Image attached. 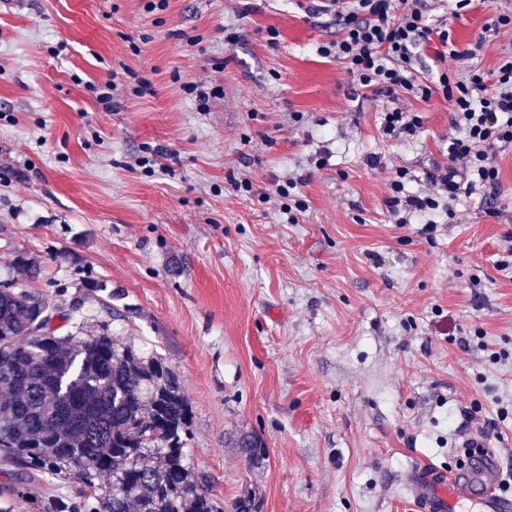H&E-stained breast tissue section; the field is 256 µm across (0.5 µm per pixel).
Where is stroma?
Here are the masks:
<instances>
[{
    "label": "stroma",
    "instance_id": "35a3bbf8",
    "mask_svg": "<svg viewBox=\"0 0 512 512\" xmlns=\"http://www.w3.org/2000/svg\"><path fill=\"white\" fill-rule=\"evenodd\" d=\"M300 2L0 0V280L24 256L31 288L87 296L86 314L164 359L192 409L191 469L224 512H416L405 473L454 466L512 400V359L486 352H512V270L497 267L512 148L495 152L498 188L437 214L433 236L396 224L388 185L403 169L418 194L447 165L450 107L359 87L317 52L341 35L333 16ZM494 8H435L465 53L451 69L512 53L511 31L485 33ZM142 81L153 92L134 97ZM186 82L218 95L199 109ZM393 106L422 116L417 140L383 135ZM291 181L307 204L294 224L274 194ZM478 329L485 346L460 347ZM14 484L0 462L8 512L79 488Z\"/></svg>",
    "mask_w": 512,
    "mask_h": 512
}]
</instances>
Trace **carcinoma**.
I'll return each instance as SVG.
<instances>
[{
    "instance_id": "1",
    "label": "carcinoma",
    "mask_w": 512,
    "mask_h": 512,
    "mask_svg": "<svg viewBox=\"0 0 512 512\" xmlns=\"http://www.w3.org/2000/svg\"><path fill=\"white\" fill-rule=\"evenodd\" d=\"M69 308L0 281V460L33 474L72 476L79 499L45 512H223L191 478L192 411L175 373L102 324L56 335Z\"/></svg>"
}]
</instances>
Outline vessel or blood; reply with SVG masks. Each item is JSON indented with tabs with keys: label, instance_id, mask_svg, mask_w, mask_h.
Here are the masks:
<instances>
[{
	"label": "vessel or blood",
	"instance_id": "vessel-or-blood-1",
	"mask_svg": "<svg viewBox=\"0 0 512 512\" xmlns=\"http://www.w3.org/2000/svg\"><path fill=\"white\" fill-rule=\"evenodd\" d=\"M499 473L496 453L486 450L456 473L415 465L404 483L420 512H512V498L499 492Z\"/></svg>",
	"mask_w": 512,
	"mask_h": 512
}]
</instances>
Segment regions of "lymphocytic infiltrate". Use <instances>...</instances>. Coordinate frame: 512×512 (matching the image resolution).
<instances>
[{"label": "lymphocytic infiltrate", "instance_id": "obj_1", "mask_svg": "<svg viewBox=\"0 0 512 512\" xmlns=\"http://www.w3.org/2000/svg\"><path fill=\"white\" fill-rule=\"evenodd\" d=\"M309 11L315 16L335 13L344 35L319 52L341 60L362 87L394 99L407 94L425 101L439 91L451 107L455 134L448 139L447 166L429 172L427 190L409 198L402 195L407 173L398 171L387 199L393 215L424 216L422 231L430 234L437 229L431 214L453 215L463 191L475 185L497 187L492 150L512 147V54L502 58L490 85L477 70L464 77L447 71L422 78L416 65L431 41L439 42L449 60L460 56L451 31L432 22L426 0H345L337 9L315 4Z\"/></svg>", "mask_w": 512, "mask_h": 512}]
</instances>
